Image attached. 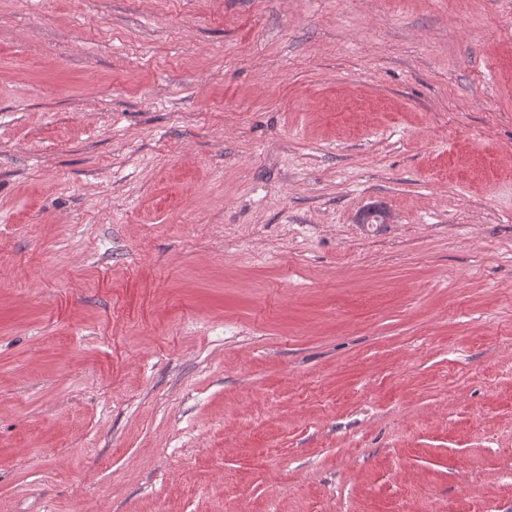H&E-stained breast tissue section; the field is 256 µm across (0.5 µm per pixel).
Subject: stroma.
Returning <instances> with one entry per match:
<instances>
[{"mask_svg":"<svg viewBox=\"0 0 512 512\" xmlns=\"http://www.w3.org/2000/svg\"><path fill=\"white\" fill-rule=\"evenodd\" d=\"M0 512H512V0H0Z\"/></svg>","mask_w":512,"mask_h":512,"instance_id":"35a3bbf8","label":"stroma"}]
</instances>
